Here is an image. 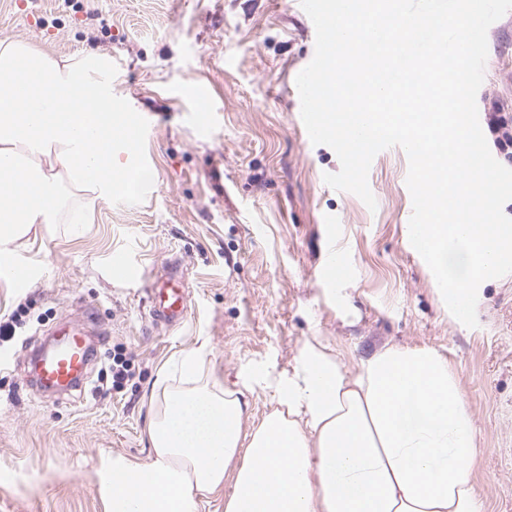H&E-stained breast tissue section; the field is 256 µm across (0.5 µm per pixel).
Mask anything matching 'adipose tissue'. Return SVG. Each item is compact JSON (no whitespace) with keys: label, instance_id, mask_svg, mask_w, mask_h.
Masks as SVG:
<instances>
[{"label":"adipose tissue","instance_id":"1","mask_svg":"<svg viewBox=\"0 0 512 512\" xmlns=\"http://www.w3.org/2000/svg\"><path fill=\"white\" fill-rule=\"evenodd\" d=\"M112 58L0 41V261L37 224L87 221L88 205L132 193L114 175ZM166 389L148 460L103 462L109 512H198L232 483L224 512H480L478 440L461 377L429 347L385 345L348 366L305 342L291 373L256 378L275 405L243 431V390L199 377Z\"/></svg>","mask_w":512,"mask_h":512}]
</instances>
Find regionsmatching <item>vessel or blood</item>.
<instances>
[{"label":"vessel or blood","instance_id":"vessel-or-blood-1","mask_svg":"<svg viewBox=\"0 0 512 512\" xmlns=\"http://www.w3.org/2000/svg\"><path fill=\"white\" fill-rule=\"evenodd\" d=\"M147 295L153 306V322L175 326L182 321L189 299L181 281L172 276L152 281ZM85 336L81 328L65 330L59 348L39 353L34 378L40 389L64 392L81 389L92 357Z\"/></svg>","mask_w":512,"mask_h":512}]
</instances>
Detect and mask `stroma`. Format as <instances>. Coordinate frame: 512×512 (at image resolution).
I'll return each mask as SVG.
<instances>
[{"instance_id":"35a3bbf8","label":"stroma","mask_w":512,"mask_h":512,"mask_svg":"<svg viewBox=\"0 0 512 512\" xmlns=\"http://www.w3.org/2000/svg\"><path fill=\"white\" fill-rule=\"evenodd\" d=\"M3 38L110 54L113 95L143 119L136 145L151 179L95 202L82 228L36 225L13 256L24 284L0 264V326L12 327L0 335V512H109L97 471L149 456L162 367L204 343V374L250 385L290 371L313 338L349 366L385 344L443 354L478 430L481 512H512V274L479 286L478 325L465 327L410 244L405 151L372 162L376 210L324 183L341 164L301 122L293 74L312 60L315 32L295 0H0ZM487 40L477 108L512 114V12ZM200 84L211 111L185 95ZM118 251L144 275L180 260L192 295L181 325L152 326L139 283L111 276ZM331 251L348 272L327 282ZM65 322L91 327L96 358L81 390L44 393L27 381L28 357ZM117 354L131 375L116 389Z\"/></svg>"}]
</instances>
